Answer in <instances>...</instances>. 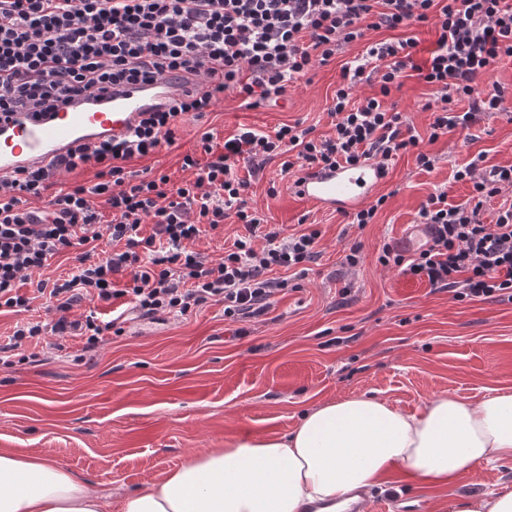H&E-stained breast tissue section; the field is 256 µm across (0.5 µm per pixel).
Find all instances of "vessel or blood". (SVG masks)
Returning a JSON list of instances; mask_svg holds the SVG:
<instances>
[{
	"instance_id": "vessel-or-blood-1",
	"label": "vessel or blood",
	"mask_w": 512,
	"mask_h": 512,
	"mask_svg": "<svg viewBox=\"0 0 512 512\" xmlns=\"http://www.w3.org/2000/svg\"><path fill=\"white\" fill-rule=\"evenodd\" d=\"M186 80L127 84L80 95L54 112H15L0 118V178L18 169L42 168L66 155L75 141L99 143L130 135L148 111H166L180 100ZM382 181L376 160L336 169L315 168L291 180L293 196L351 212L367 204Z\"/></svg>"
}]
</instances>
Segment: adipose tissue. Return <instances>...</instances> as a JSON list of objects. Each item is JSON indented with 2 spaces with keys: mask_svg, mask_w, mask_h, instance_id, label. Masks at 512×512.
<instances>
[{
  "mask_svg": "<svg viewBox=\"0 0 512 512\" xmlns=\"http://www.w3.org/2000/svg\"><path fill=\"white\" fill-rule=\"evenodd\" d=\"M512 459V391L479 402L442 394L418 413L375 396L321 403L279 437L248 435L196 452L126 496L121 512H307L392 469L445 487ZM110 503L45 457L0 455V512H109Z\"/></svg>",
  "mask_w": 512,
  "mask_h": 512,
  "instance_id": "1",
  "label": "adipose tissue"
}]
</instances>
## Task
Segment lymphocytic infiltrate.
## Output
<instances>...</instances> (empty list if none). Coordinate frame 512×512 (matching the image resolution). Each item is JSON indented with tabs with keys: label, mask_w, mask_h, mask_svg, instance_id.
Returning <instances> with one entry per match:
<instances>
[{
	"label": "lymphocytic infiltrate",
	"mask_w": 512,
	"mask_h": 512,
	"mask_svg": "<svg viewBox=\"0 0 512 512\" xmlns=\"http://www.w3.org/2000/svg\"><path fill=\"white\" fill-rule=\"evenodd\" d=\"M415 25L437 34L429 58L415 65L411 37L371 45L344 69L330 134L314 136L298 123L271 134L241 130L207 163L185 155L182 167L194 177L176 188L167 175L125 168L173 144L181 116L212 111L225 92L255 107L277 106L289 81L327 64L367 31ZM506 57L512 58V0H0V116L49 112L76 95L125 83L174 75L199 81L173 109L145 113L126 138L76 142L53 166L0 180V308L21 316L46 295L58 314L50 323L21 319L0 343V355L12 357L47 334L80 336L92 347L106 333H121L115 318H70L86 300L128 296L152 319L182 317L211 302L223 303L225 318L234 321L263 313L286 286L274 270L312 262L321 232L267 226L248 202L250 181L238 177L237 161L258 169L279 157L287 174L371 158L385 172L396 156L412 151L419 166L432 168L433 157L386 96L416 70L431 89V139L467 133L481 116L512 103V90L491 77ZM361 84L375 94L356 96ZM456 101L466 102V110L454 111ZM87 164L99 168L93 189L76 185L44 209L28 207L50 180ZM455 178L471 182L470 203L452 206L445 193L429 195L418 210L427 241L411 253L384 244L378 260L459 301L496 295L512 301V205L499 207L494 223L483 220L485 203L512 187V165L484 170L473 161ZM94 194L104 197L111 221L91 204ZM229 219L245 233L223 257L209 260L193 250ZM147 222L153 232L145 236ZM102 240L112 251L93 259L90 249ZM76 247L80 265L70 278L41 279L30 293L20 292L19 281Z\"/></svg>",
	"instance_id": "f902f5d3"
}]
</instances>
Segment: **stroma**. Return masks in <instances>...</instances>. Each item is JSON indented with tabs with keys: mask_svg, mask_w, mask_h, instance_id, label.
Here are the masks:
<instances>
[{
	"mask_svg": "<svg viewBox=\"0 0 512 512\" xmlns=\"http://www.w3.org/2000/svg\"><path fill=\"white\" fill-rule=\"evenodd\" d=\"M408 34L417 41L416 61L425 60L434 31ZM408 34L370 32L290 83L281 108H252L225 94L201 120L185 118L174 145L126 166L162 172L178 185L192 177L182 168L184 155L208 160L202 131L212 132L217 152L243 127L271 133L299 122L330 134L329 108L345 64L369 43ZM430 93L412 73L391 98L437 162L426 170L414 154L397 157L379 186L388 200L364 229L349 227L343 212L293 198L280 160L252 179L250 203L268 223L291 233L306 222L322 232L306 277L290 279L265 315L230 321L220 303L163 321L133 310L124 333L96 350L84 351L83 340L70 337L65 350L45 349L42 363L0 369V455L46 457L117 505L191 453L246 434H288L304 410L324 401L364 394L417 412L439 394L475 403L488 388L512 389V302L457 301L378 261L384 243L404 248L424 237L417 212L429 195L446 193L453 206L470 199L472 185L454 180L456 168L475 159L484 169L512 165V116L483 117L471 139L451 133L433 142L423 109ZM356 242L361 262L350 268L344 255ZM511 478L512 460L439 490L395 471L370 499L389 504V512H448L449 503Z\"/></svg>",
	"mask_w": 512,
	"mask_h": 512,
	"instance_id": "stroma-1",
	"label": "stroma"
}]
</instances>
